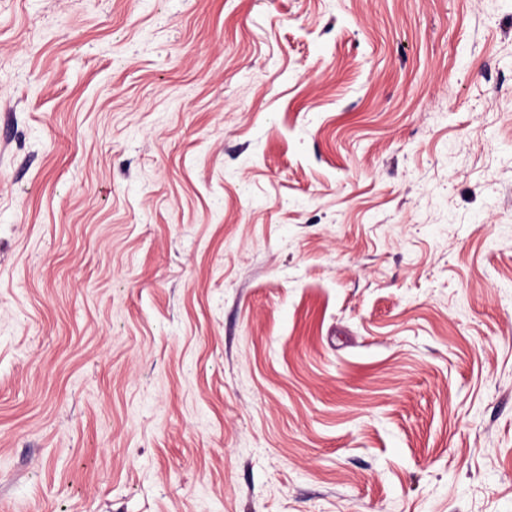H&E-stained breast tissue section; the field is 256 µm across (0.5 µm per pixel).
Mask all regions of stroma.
Returning <instances> with one entry per match:
<instances>
[{"mask_svg": "<svg viewBox=\"0 0 512 512\" xmlns=\"http://www.w3.org/2000/svg\"><path fill=\"white\" fill-rule=\"evenodd\" d=\"M0 512H512V0H0Z\"/></svg>", "mask_w": 512, "mask_h": 512, "instance_id": "stroma-1", "label": "stroma"}]
</instances>
